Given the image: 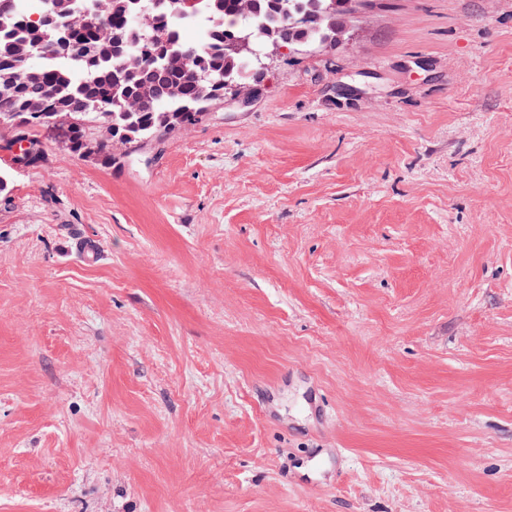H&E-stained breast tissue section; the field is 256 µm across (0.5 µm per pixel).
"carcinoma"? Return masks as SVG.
<instances>
[{"instance_id":"1","label":"carcinoma","mask_w":512,"mask_h":512,"mask_svg":"<svg viewBox=\"0 0 512 512\" xmlns=\"http://www.w3.org/2000/svg\"><path fill=\"white\" fill-rule=\"evenodd\" d=\"M96 0H71L89 14L84 28L69 36L66 47H49L46 30L56 23L54 0L37 12L17 10L16 0H0V82L8 79L13 94L0 98V139L4 133L37 139L40 114H68L70 151L90 153L112 163V141L132 145L161 138L177 125H195L212 102L224 96V82L251 79L252 59L227 55L229 39L249 27L264 39L286 37L307 45L331 34L328 20L316 15L291 33L284 9L309 10L314 0H255L244 16L239 0H156L146 13L166 32L150 44V26L135 18L150 0H110V10L95 14ZM205 19L209 35L202 45L185 42L178 22ZM41 63L35 64L33 60Z\"/></svg>"}]
</instances>
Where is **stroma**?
Wrapping results in <instances>:
<instances>
[{"label":"stroma","instance_id":"35a3bbf8","mask_svg":"<svg viewBox=\"0 0 512 512\" xmlns=\"http://www.w3.org/2000/svg\"><path fill=\"white\" fill-rule=\"evenodd\" d=\"M37 135L0 512H512V0H366L107 166Z\"/></svg>","mask_w":512,"mask_h":512}]
</instances>
